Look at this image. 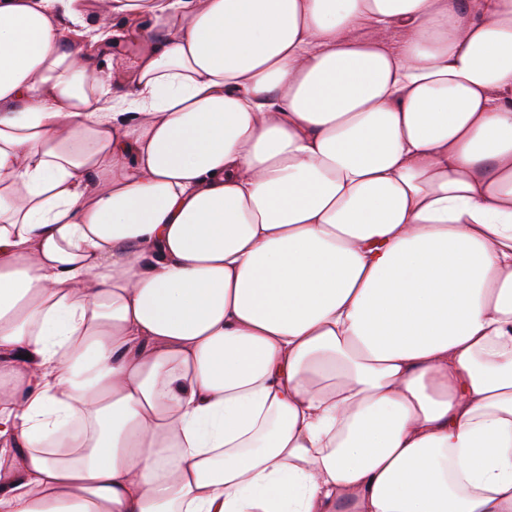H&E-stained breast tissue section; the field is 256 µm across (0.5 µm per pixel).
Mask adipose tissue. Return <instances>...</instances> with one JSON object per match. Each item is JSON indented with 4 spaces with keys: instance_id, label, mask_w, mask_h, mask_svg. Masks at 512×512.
<instances>
[{
    "instance_id": "adipose-tissue-1",
    "label": "adipose tissue",
    "mask_w": 512,
    "mask_h": 512,
    "mask_svg": "<svg viewBox=\"0 0 512 512\" xmlns=\"http://www.w3.org/2000/svg\"><path fill=\"white\" fill-rule=\"evenodd\" d=\"M0 0V512H512V0Z\"/></svg>"
}]
</instances>
